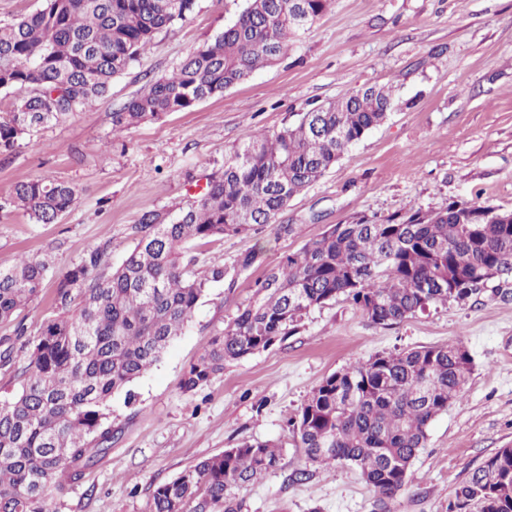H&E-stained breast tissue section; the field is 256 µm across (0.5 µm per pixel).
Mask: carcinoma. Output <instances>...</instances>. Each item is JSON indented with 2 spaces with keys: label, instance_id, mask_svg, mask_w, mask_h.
I'll return each instance as SVG.
<instances>
[{
  "label": "carcinoma",
  "instance_id": "cac0c4a2",
  "mask_svg": "<svg viewBox=\"0 0 512 512\" xmlns=\"http://www.w3.org/2000/svg\"><path fill=\"white\" fill-rule=\"evenodd\" d=\"M329 0H248L237 20L171 75L112 112L124 130L220 97L290 47ZM196 0H43L0 27V89L16 96L0 113V154L32 130L104 97L164 27L187 20ZM398 106L385 86H363L300 113L273 135L245 136L204 191L171 221L144 213L135 245L107 275L110 241L61 276L56 312L31 342L21 390L0 400V512H47L62 492L112 450V396L146 373L181 334L197 303L227 280L226 267L196 268L190 244L245 234L275 218ZM77 199L72 185L20 181L9 204L53 224ZM49 260L22 257L0 268V319L38 294ZM512 276V211L454 202L438 213L409 210L379 223L331 224L255 283V299L214 336L190 367L193 392L224 364L281 341L301 316L342 297L389 326L431 305L481 292ZM229 281V280H227ZM230 280L229 285H234ZM473 360L450 343L378 354L316 385L290 420L307 462L355 467L381 508L406 484L431 422L462 399ZM281 448L245 441L184 470L153 492L151 512H242L237 492L281 468ZM448 512H512V450L500 449L453 492Z\"/></svg>",
  "mask_w": 512,
  "mask_h": 512
}]
</instances>
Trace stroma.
Segmentation results:
<instances>
[{
	"instance_id": "obj_1",
	"label": "stroma",
	"mask_w": 512,
	"mask_h": 512,
	"mask_svg": "<svg viewBox=\"0 0 512 512\" xmlns=\"http://www.w3.org/2000/svg\"><path fill=\"white\" fill-rule=\"evenodd\" d=\"M246 0H197L193 18L155 34L108 94L62 121L24 136L0 155V267L51 255L52 266L16 320L0 321V349L24 326L35 339L54 313L62 273L103 240L118 267L133 227L156 211L176 217L209 174L250 132L273 134L301 112L365 85H388L399 101L310 188L279 214L293 236L259 233L198 240L199 267H233L254 246L263 253L234 287L212 288L186 329L128 392L112 398L111 452L64 492L49 490V512H151L154 489L205 458L244 441H272L283 467L240 490L244 512H379L353 467H304L289 421L328 375L383 353L463 344L474 370L461 402L430 425L403 489L388 512H448L454 488L499 449L512 448V278L480 294L430 307L391 325L371 323L344 298L306 312L290 335L228 363L195 392L182 379L211 339L254 295L253 285L328 225L375 223L409 209L438 212L468 201L512 211V0H329L326 12L273 64L223 96L127 130L111 114L150 80L171 74L213 42ZM64 181L77 190L57 223L37 224L8 206L22 180Z\"/></svg>"
}]
</instances>
